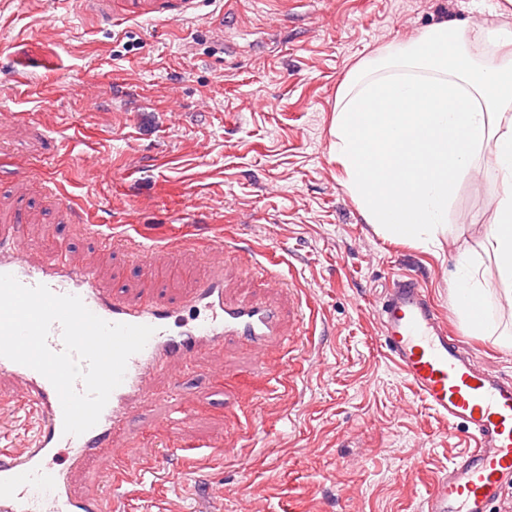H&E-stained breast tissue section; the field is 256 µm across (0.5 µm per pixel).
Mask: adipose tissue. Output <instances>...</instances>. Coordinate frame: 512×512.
Instances as JSON below:
<instances>
[{"instance_id": "ef3b65f1", "label": "adipose tissue", "mask_w": 512, "mask_h": 512, "mask_svg": "<svg viewBox=\"0 0 512 512\" xmlns=\"http://www.w3.org/2000/svg\"><path fill=\"white\" fill-rule=\"evenodd\" d=\"M330 156L367 223L396 239L448 229V203L476 168L500 184L481 248L496 301L468 251L454 287L462 327L497 336L512 310V29L443 19L359 61L338 88Z\"/></svg>"}]
</instances>
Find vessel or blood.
<instances>
[{
	"label": "vessel or blood",
	"instance_id": "b4317fda",
	"mask_svg": "<svg viewBox=\"0 0 512 512\" xmlns=\"http://www.w3.org/2000/svg\"><path fill=\"white\" fill-rule=\"evenodd\" d=\"M199 0H82L90 18L115 21L147 15L185 19ZM218 243L205 255L207 276L187 295L172 300L158 294L134 297L103 285L87 266L62 256L32 262L15 224L0 225V273L26 286L46 285L58 295L79 296L95 315L110 323L149 325L155 332L132 355L124 380L111 394L96 426L82 435L63 432V411L50 381L39 372L0 357V376L21 381L20 401L34 416L28 447L0 448V512H112L105 497H83L69 485L71 472L91 456L103 458L114 482L129 476L132 449L112 445L126 430L135 408L151 394L149 380L166 364L191 366L197 354L233 343L262 355L271 345L295 342L284 329L277 303L261 296H231L224 286V252ZM281 255L271 247L250 257L268 288L281 283ZM379 333L387 355L421 400L449 426L466 429L473 450L455 461L423 501L421 512H492L504 484H512V376L478 367L470 348L452 336L419 280H393L376 302ZM65 453L67 465L46 467L47 458Z\"/></svg>",
	"mask_w": 512,
	"mask_h": 512
}]
</instances>
